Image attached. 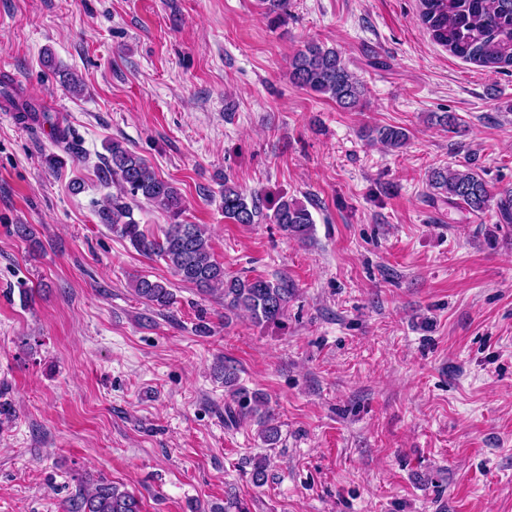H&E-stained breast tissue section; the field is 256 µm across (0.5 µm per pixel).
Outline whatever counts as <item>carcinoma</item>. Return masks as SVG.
<instances>
[{
    "label": "carcinoma",
    "mask_w": 512,
    "mask_h": 512,
    "mask_svg": "<svg viewBox=\"0 0 512 512\" xmlns=\"http://www.w3.org/2000/svg\"><path fill=\"white\" fill-rule=\"evenodd\" d=\"M421 24L431 38L448 52L465 61L494 70L512 67V0H420ZM290 76L299 86L324 96L344 110L360 106L365 86L352 73L334 47L311 41L290 60ZM0 97L22 112L35 107L21 99L8 84L0 85ZM364 136L378 141L392 151L407 145V130L394 126H374ZM107 150L109 163L99 174L108 185L117 182L124 194L138 196L168 213L172 223L160 236L140 229L130 208L112 197L97 210L100 223L129 240L142 255L163 260L179 277L205 296L218 298L224 305V320L240 312L256 324L277 323L287 310L294 288L285 279L271 281L264 277L240 278L224 272V264L215 259L209 238L200 224L182 220V194L172 182L159 177L137 153L112 141ZM429 186L472 215H482L495 208L500 222L512 224V188L492 194L487 183L472 167H442L430 172ZM224 217L234 224H254L260 216L259 200L248 197L238 186L224 181ZM273 223L300 239L311 236L314 220L307 206L296 198L283 196L276 204ZM132 286L136 296L149 306L166 308L173 301L167 284L146 276H135ZM229 398L227 418L236 423L246 419L257 426L265 444H276L279 432L267 409V399L238 385L235 369L218 366ZM68 512H142L141 501L133 493L100 478L79 484L68 501Z\"/></svg>",
    "instance_id": "carcinoma-1"
}]
</instances>
